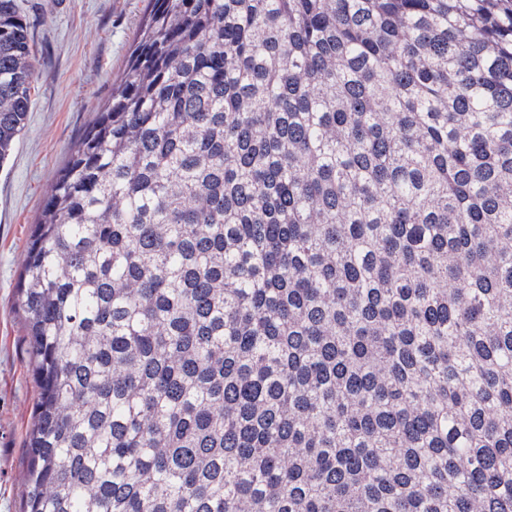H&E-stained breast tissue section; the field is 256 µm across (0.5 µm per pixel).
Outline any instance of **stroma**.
<instances>
[{
	"label": "stroma",
	"instance_id": "stroma-1",
	"mask_svg": "<svg viewBox=\"0 0 512 512\" xmlns=\"http://www.w3.org/2000/svg\"><path fill=\"white\" fill-rule=\"evenodd\" d=\"M148 0H25L39 77L0 165V512H20L37 388L17 300L32 224L57 172L123 73Z\"/></svg>",
	"mask_w": 512,
	"mask_h": 512
}]
</instances>
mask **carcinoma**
Here are the masks:
<instances>
[{"label": "carcinoma", "instance_id": "obj_1", "mask_svg": "<svg viewBox=\"0 0 512 512\" xmlns=\"http://www.w3.org/2000/svg\"><path fill=\"white\" fill-rule=\"evenodd\" d=\"M17 292L23 512H512V0H149Z\"/></svg>", "mask_w": 512, "mask_h": 512}]
</instances>
